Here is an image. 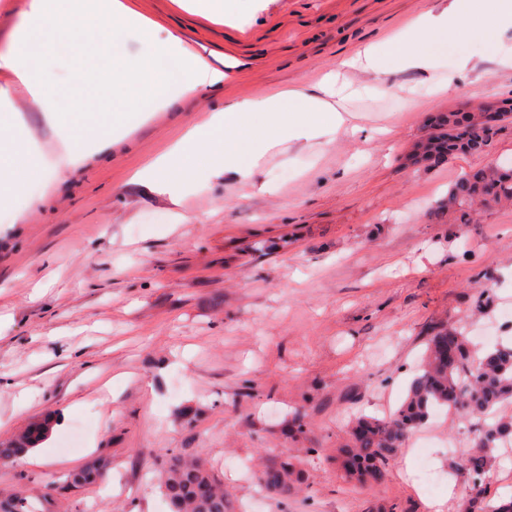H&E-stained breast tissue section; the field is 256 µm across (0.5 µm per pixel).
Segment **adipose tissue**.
Instances as JSON below:
<instances>
[{"mask_svg":"<svg viewBox=\"0 0 512 512\" xmlns=\"http://www.w3.org/2000/svg\"><path fill=\"white\" fill-rule=\"evenodd\" d=\"M55 0H28L25 22L0 51V210L79 165L107 141L120 139L143 124L150 113L203 89L224 84V70L174 32L141 15L133 0H73L74 9L58 12ZM484 19L495 27H512V0H450L441 12L420 13L394 36L365 45L343 59L339 72L325 74L311 91L282 88L211 113L190 127L166 152L150 161L135 179L172 192L201 180L231 173L250 179L259 160L273 147L335 133L345 122L339 106L342 71L384 73L426 70L448 50L465 26ZM142 39L136 54L125 51L130 34ZM78 48L80 60L101 52L112 59V97L100 102L91 92L62 95L53 77L65 67L61 42ZM19 93L44 114L61 144L48 159L11 106Z\"/></svg>","mask_w":512,"mask_h":512,"instance_id":"ef3b65f1","label":"adipose tissue"}]
</instances>
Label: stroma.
Segmentation results:
<instances>
[{
	"instance_id": "35a3bbf8",
	"label": "stroma",
	"mask_w": 512,
	"mask_h": 512,
	"mask_svg": "<svg viewBox=\"0 0 512 512\" xmlns=\"http://www.w3.org/2000/svg\"><path fill=\"white\" fill-rule=\"evenodd\" d=\"M449 0H255L223 21L177 0L137 11L223 63L218 89L152 113L140 128L18 200L0 217V444L46 414L63 428L33 457L0 459V498L45 499L51 512H168L157 488L169 452L224 484L226 512H245L256 476L288 457L298 491L265 494L261 512H464L429 491L422 464L476 432L437 411L384 479L361 487L340 448L361 415L403 401L428 333L493 328L512 341V207L449 221L441 204L465 171L512 161V125L480 155L442 165L408 156L433 113L512 98V68L465 37L427 71L353 75L335 134L285 142L249 181L225 174L178 196L134 175L192 124L274 88H311L356 49ZM469 58L463 75L455 70ZM107 61L62 71L68 94L108 96ZM489 309L471 310L479 294ZM112 381V404L98 402ZM33 397L19 407L20 393ZM105 481L64 489L87 463Z\"/></svg>"
}]
</instances>
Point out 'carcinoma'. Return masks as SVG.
Listing matches in <instances>:
<instances>
[{"mask_svg": "<svg viewBox=\"0 0 512 512\" xmlns=\"http://www.w3.org/2000/svg\"><path fill=\"white\" fill-rule=\"evenodd\" d=\"M512 121V110L500 113L498 124H485L481 112H448L437 116L425 140L426 150L439 160L485 152L499 129ZM512 203V164L471 169L448 193V212L458 224L469 222L470 209L477 202ZM512 401V343L495 345L478 355L469 336L461 329L441 327L429 333L421 373L410 382L400 407L386 419L359 417L351 428L350 447L344 468L359 483L379 482L386 466L409 434L428 420L437 406L460 411L477 420L476 445L449 463L473 479L469 512H512V498L494 502L487 498L480 479L491 466L494 452L512 441V416L497 409ZM48 416L28 433L0 448V458H16L45 441L52 432ZM101 474L92 464L74 473L67 484L77 486L96 480ZM299 469L286 459L265 468L260 485L268 492L288 497L295 490ZM170 512H224L225 493L199 461L169 460L160 480ZM0 512H49L48 504L38 511L23 497L0 500Z\"/></svg>", "mask_w": 512, "mask_h": 512, "instance_id": "obj_1", "label": "carcinoma"}]
</instances>
